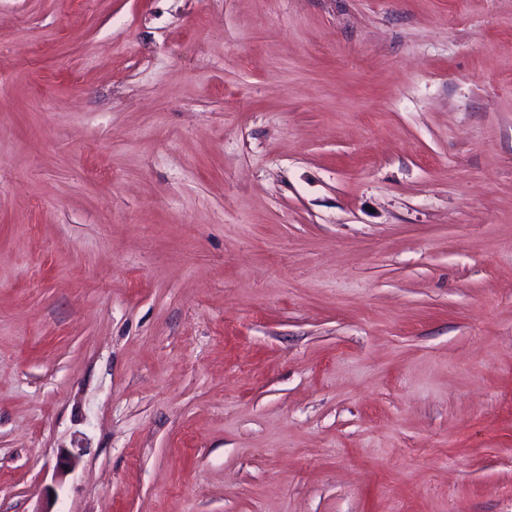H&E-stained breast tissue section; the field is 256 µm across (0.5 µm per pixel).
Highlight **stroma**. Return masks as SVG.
<instances>
[{"instance_id":"stroma-1","label":"stroma","mask_w":512,"mask_h":512,"mask_svg":"<svg viewBox=\"0 0 512 512\" xmlns=\"http://www.w3.org/2000/svg\"><path fill=\"white\" fill-rule=\"evenodd\" d=\"M51 488L512 512V0H0V512Z\"/></svg>"}]
</instances>
